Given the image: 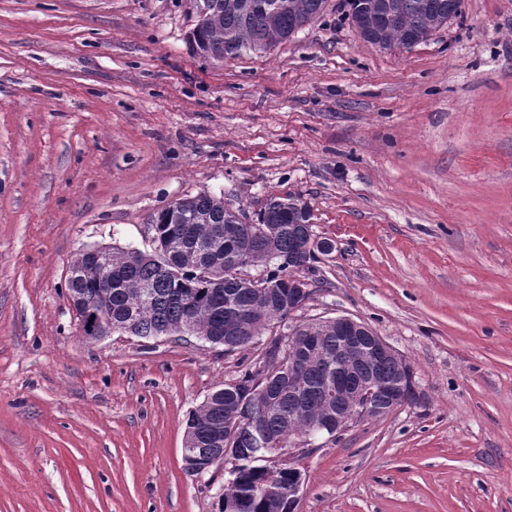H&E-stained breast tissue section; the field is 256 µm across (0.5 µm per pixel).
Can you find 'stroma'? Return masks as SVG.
Listing matches in <instances>:
<instances>
[{"label": "stroma", "instance_id": "obj_1", "mask_svg": "<svg viewBox=\"0 0 512 512\" xmlns=\"http://www.w3.org/2000/svg\"><path fill=\"white\" fill-rule=\"evenodd\" d=\"M348 12L216 62L194 0H0V512H219L186 422L264 345L91 342L66 288L203 192L307 204L334 249L293 322L352 317L413 370L415 402L292 460L295 512H512V0L409 49Z\"/></svg>", "mask_w": 512, "mask_h": 512}]
</instances>
